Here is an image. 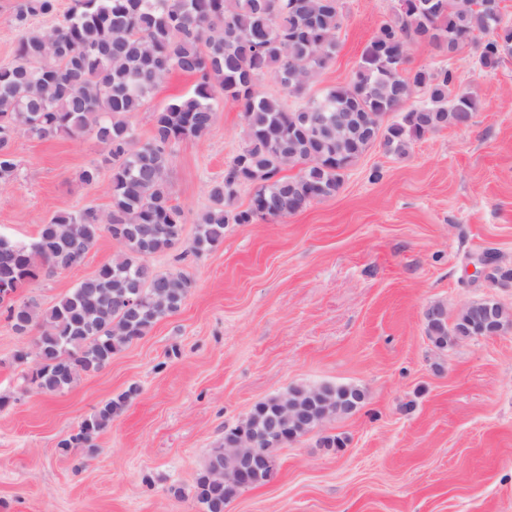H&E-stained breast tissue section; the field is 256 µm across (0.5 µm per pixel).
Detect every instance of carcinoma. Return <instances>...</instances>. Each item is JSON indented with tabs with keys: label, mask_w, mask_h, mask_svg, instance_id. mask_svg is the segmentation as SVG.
Segmentation results:
<instances>
[{
	"label": "carcinoma",
	"mask_w": 512,
	"mask_h": 512,
	"mask_svg": "<svg viewBox=\"0 0 512 512\" xmlns=\"http://www.w3.org/2000/svg\"><path fill=\"white\" fill-rule=\"evenodd\" d=\"M56 0H21L14 21L23 31L13 62L0 67V181L16 169L10 152L20 130L37 139L92 134L106 145L111 206L58 212L40 225L36 247L0 243V283L17 289L42 275L80 263L97 237L108 233L123 246L112 262L81 281L42 311L33 301L3 302L16 333L38 329L29 381L45 394L60 392L81 376L104 368L131 341L181 308L190 278L151 269L146 258L178 245L182 211L172 203L169 147L205 136L220 105L241 112L245 145L209 186L210 207L201 215L188 252L201 254L224 241L230 224L283 220L313 200L335 196L345 171L376 142L404 156L427 134L467 124L477 111L474 91L457 84L447 68L397 69L413 44L445 52L485 37L479 65L495 70L512 56V25L486 0H403L383 21L350 82L309 94L315 78L333 62L343 23L341 0H74L62 25L30 30V18L50 15ZM174 71L196 78L192 93L155 113L150 139L140 141L129 122ZM270 74L295 97L288 105L255 91ZM397 120L384 124L386 115ZM301 168L281 175L288 163ZM243 186L253 188L246 208L232 207ZM506 326L512 310L485 300L446 319L427 323L440 348L455 339L485 335L487 315ZM137 388L106 401L60 442L92 447ZM355 387H291L256 404L238 425L224 431L198 474L193 498L204 512H224L245 484L237 456L225 452L240 434L251 436L261 458L254 482H266L264 459H275L281 432L300 438L324 420L352 412L361 402ZM224 472V490L212 473Z\"/></svg>",
	"instance_id": "cac0c4a2"
}]
</instances>
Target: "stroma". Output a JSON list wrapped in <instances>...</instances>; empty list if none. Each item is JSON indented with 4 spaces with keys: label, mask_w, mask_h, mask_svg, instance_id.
Here are the masks:
<instances>
[{
    "label": "stroma",
    "mask_w": 512,
    "mask_h": 512,
    "mask_svg": "<svg viewBox=\"0 0 512 512\" xmlns=\"http://www.w3.org/2000/svg\"><path fill=\"white\" fill-rule=\"evenodd\" d=\"M396 5L343 0L336 57L314 91L349 82ZM481 49L416 45L409 55V68H448L477 94L468 126L428 134L404 156L374 145L335 197L229 225L199 257L188 247L208 188L244 144L238 107L224 102L203 138L175 144L182 240L147 263L191 279L177 313L55 394L27 383L14 355L34 337L0 313V512H202L190 490L225 429L269 396L325 384L357 387L364 400L279 448L275 479L238 491L224 512H512V328L441 349L425 320L433 304L451 317L484 298L512 308V56L487 74ZM194 84L173 73L132 115L137 136L149 138L155 112ZM10 151L1 233L27 242L57 212L108 210V174L94 186L79 178L106 153L95 137L20 132ZM121 250L101 234L79 264L15 297L48 309ZM132 386L93 447L60 448ZM328 436L341 447H324Z\"/></svg>",
    "instance_id": "1"
}]
</instances>
